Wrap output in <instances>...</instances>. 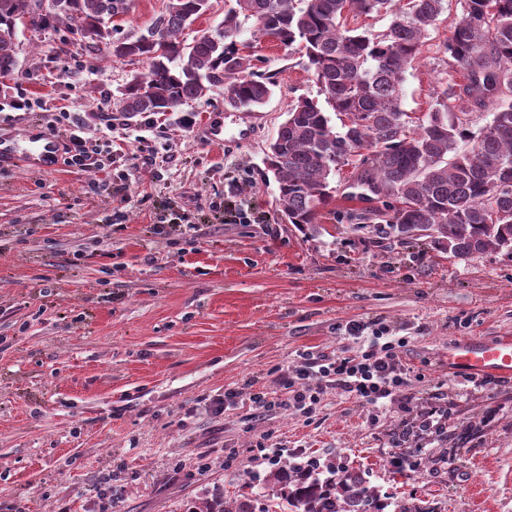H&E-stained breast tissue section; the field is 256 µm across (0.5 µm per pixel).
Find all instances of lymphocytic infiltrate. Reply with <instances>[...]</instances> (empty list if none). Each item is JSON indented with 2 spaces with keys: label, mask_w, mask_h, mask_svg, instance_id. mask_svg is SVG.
<instances>
[{
  "label": "lymphocytic infiltrate",
  "mask_w": 512,
  "mask_h": 512,
  "mask_svg": "<svg viewBox=\"0 0 512 512\" xmlns=\"http://www.w3.org/2000/svg\"><path fill=\"white\" fill-rule=\"evenodd\" d=\"M348 334L361 343L354 355L302 352V363L295 372L281 373L272 386L252 391L253 411L278 408L309 418L329 389L340 390L374 409L398 399L410 384V370L401 360L408 337L392 336L385 326L370 329L357 321L349 325Z\"/></svg>",
  "instance_id": "1"
}]
</instances>
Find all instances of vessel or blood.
Returning <instances> with one entry per match:
<instances>
[{
  "mask_svg": "<svg viewBox=\"0 0 512 512\" xmlns=\"http://www.w3.org/2000/svg\"><path fill=\"white\" fill-rule=\"evenodd\" d=\"M254 127L246 118L228 120L221 112L209 113L204 125V137L213 144L243 143L253 136ZM57 156V144L52 136H43L39 145L26 149L8 140L0 139V161H22L31 170L53 169ZM445 365L449 374L471 373L497 379L512 378V336H500L493 340L482 337H466L448 347Z\"/></svg>",
  "mask_w": 512,
  "mask_h": 512,
  "instance_id": "vessel-or-blood-1",
  "label": "vessel or blood"
}]
</instances>
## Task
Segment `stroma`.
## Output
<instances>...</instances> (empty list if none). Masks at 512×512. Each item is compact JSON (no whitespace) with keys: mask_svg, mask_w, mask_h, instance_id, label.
<instances>
[{"mask_svg":"<svg viewBox=\"0 0 512 512\" xmlns=\"http://www.w3.org/2000/svg\"><path fill=\"white\" fill-rule=\"evenodd\" d=\"M461 17L447 0L408 68L411 116L447 82ZM252 31L244 22L239 41L276 87L252 139L224 147L201 129L223 89L129 119L116 101L147 64L92 43L60 55L59 31L19 28L0 138L26 146L51 127L64 142L79 126L103 167L0 164V512H189L220 499L278 512L275 469L311 458L427 512H512V379L480 386L441 365L456 339L512 336V255L390 246L382 226L345 220L361 203L341 194L319 234L283 222L264 150L318 87L296 49ZM353 321L409 337L406 403L375 415L330 390L309 419L250 415L246 379L295 369L305 350L355 354ZM228 391L236 406L214 414ZM434 404L445 425L395 448ZM260 442L277 465H254ZM400 452L408 464H393Z\"/></svg>","mask_w":512,"mask_h":512,"instance_id":"obj_1","label":"stroma"}]
</instances>
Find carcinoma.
<instances>
[{"mask_svg":"<svg viewBox=\"0 0 512 512\" xmlns=\"http://www.w3.org/2000/svg\"><path fill=\"white\" fill-rule=\"evenodd\" d=\"M0 0V77L15 73L18 24L55 25L69 40L103 44L117 58L138 57L148 71L126 84L117 106L128 118L176 112L210 100L252 112L275 83L250 72V56L236 48L242 20L254 34L298 45L318 85V98L300 97L268 145L264 163L278 184V211L300 230H317L335 197L336 173L357 157L347 197L369 207L350 214L386 221L399 243L424 239L460 259L489 251L512 254V0H463V14L445 44L448 72L464 83L442 86L415 128L407 126L402 86L428 29L446 0H236L224 14L223 35L188 43L184 30L209 0H169L166 12L140 35H123L104 18L127 16L133 0ZM355 17L388 15L387 29L350 26ZM491 121L473 131L471 117ZM350 119L336 130L331 115ZM470 141L467 152L457 142ZM283 484L288 512H420L391 502L353 471L329 476L300 467L273 473Z\"/></svg>","mask_w":512,"mask_h":512,"instance_id":"cac0c4a2","label":"carcinoma"}]
</instances>
